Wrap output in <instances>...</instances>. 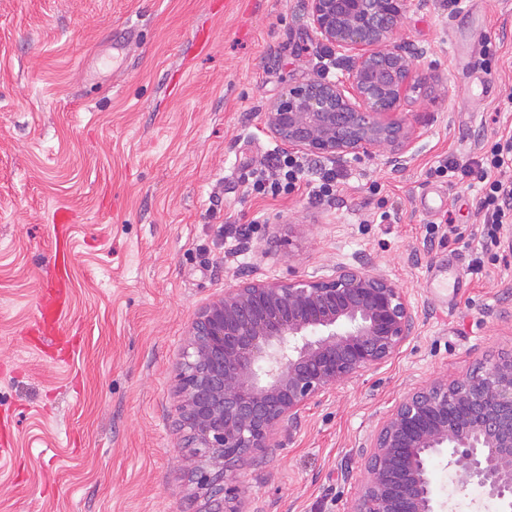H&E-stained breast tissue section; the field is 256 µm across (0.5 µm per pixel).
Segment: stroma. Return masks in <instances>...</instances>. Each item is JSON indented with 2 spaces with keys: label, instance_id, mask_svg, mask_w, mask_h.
<instances>
[{
  "label": "stroma",
  "instance_id": "obj_1",
  "mask_svg": "<svg viewBox=\"0 0 512 512\" xmlns=\"http://www.w3.org/2000/svg\"><path fill=\"white\" fill-rule=\"evenodd\" d=\"M304 7L0 0V512H200L173 427L175 365L198 309L247 271L326 274L361 257L417 314L398 357L337 386L266 464L241 467L268 512H351L355 450L407 389L512 351V229L498 261L468 275L448 226L478 228L481 185L434 173L512 129V0H424L394 32L426 50L425 92L400 110L420 135L406 168L384 152L339 167L332 203L248 197L252 167L278 146L267 105L320 70ZM126 29L124 64L107 71L108 38ZM432 190L445 202L429 213ZM60 207L72 214L65 346L35 326ZM431 481L450 512H501L443 459Z\"/></svg>",
  "mask_w": 512,
  "mask_h": 512
}]
</instances>
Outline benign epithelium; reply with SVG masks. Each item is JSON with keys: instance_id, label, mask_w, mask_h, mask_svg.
Here are the masks:
<instances>
[{"instance_id": "7a95c632", "label": "benign epithelium", "mask_w": 512, "mask_h": 512, "mask_svg": "<svg viewBox=\"0 0 512 512\" xmlns=\"http://www.w3.org/2000/svg\"><path fill=\"white\" fill-rule=\"evenodd\" d=\"M306 2L307 24L347 62L345 75L287 88L266 107L270 133L291 153L341 165L386 149L394 170L404 168L420 135L393 115L422 94V51L390 37L414 0ZM415 325L404 289L362 261L330 275L244 278L205 303L184 339L174 400L187 475L214 505L208 512H265L238 468L287 447L308 410L394 359ZM357 456L352 512H444L430 480L437 457L512 512V353L411 387Z\"/></svg>"}]
</instances>
